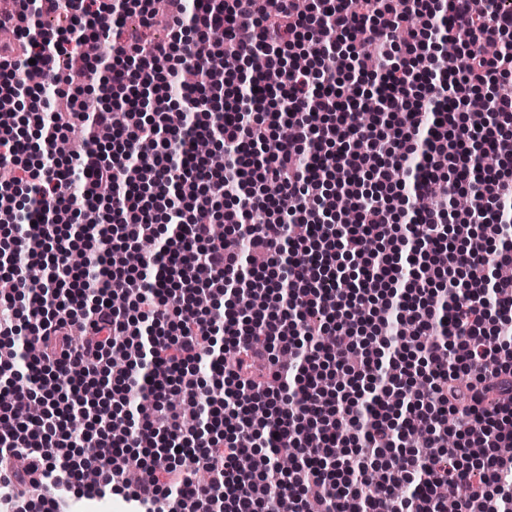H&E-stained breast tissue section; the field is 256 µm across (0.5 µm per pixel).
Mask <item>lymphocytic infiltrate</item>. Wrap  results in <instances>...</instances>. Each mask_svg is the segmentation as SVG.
<instances>
[{
	"label": "lymphocytic infiltrate",
	"instance_id": "lymphocytic-infiltrate-1",
	"mask_svg": "<svg viewBox=\"0 0 512 512\" xmlns=\"http://www.w3.org/2000/svg\"><path fill=\"white\" fill-rule=\"evenodd\" d=\"M255 2L171 0L170 35L148 43L114 29L120 15L151 28L147 0H14L0 10V29L67 19L0 56L1 98L16 99L33 71L57 86L102 69L113 99L79 88L65 109L34 106L0 125V167L11 171L0 180V374L16 371L17 336L40 350L29 365L38 388L8 386L0 403V475L18 483L8 506L57 512L28 480L43 468L76 498L110 493L139 512H275L282 499L290 512H512V457L501 452L512 445V284L486 286L487 269L512 265V248L494 246L512 234V175L475 180L472 152L478 143L512 160V94L493 88L512 79V0H314L308 10L269 0L263 11ZM415 15L432 25L398 41ZM461 30L462 67L442 51ZM102 38L107 58L78 56ZM258 51L261 71L251 67ZM217 52L237 70L235 87L210 68ZM297 54L306 68L294 66ZM188 67L204 109L174 125L168 90ZM373 93L378 113L357 123ZM477 96L480 120L465 113ZM78 126L107 131L111 154L91 144L56 157ZM30 129L47 146L34 160ZM202 139L223 149L221 173L195 155ZM392 168L405 179H388ZM187 181L198 194L177 197ZM271 185L292 210L268 198ZM467 186L473 205L449 210L451 188ZM21 187L35 203L17 205ZM419 195L431 206L414 210ZM218 197L220 237L210 218ZM343 197L356 223L335 222ZM87 209L105 220L79 226ZM249 210L266 216L251 231L237 223ZM172 212L180 221L159 251L127 266L132 243L156 236ZM68 223L75 234L62 233ZM372 237L389 246L385 258L366 252ZM427 252L448 264L422 278ZM243 258L254 274L248 313L224 303L225 277ZM397 323L412 334L396 348ZM218 334L221 355L206 344ZM205 359L208 384L196 376ZM286 365L301 370L293 392ZM491 383L500 399L489 409ZM176 391L193 400L194 422ZM419 423L430 441L404 449ZM282 442L300 458L292 470L273 458L260 472L242 468ZM132 467L148 479L129 482ZM404 484L410 494L397 497Z\"/></svg>",
	"mask_w": 512,
	"mask_h": 512
}]
</instances>
